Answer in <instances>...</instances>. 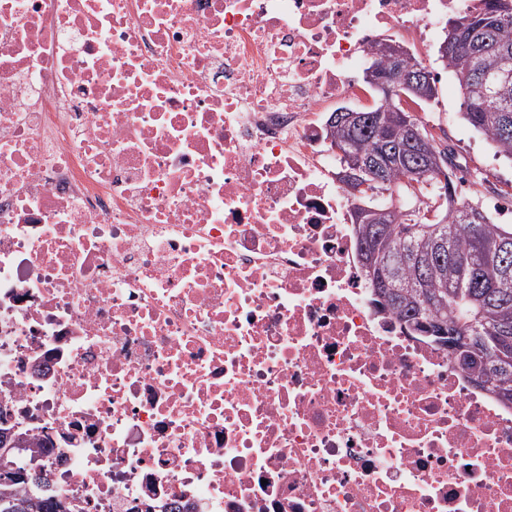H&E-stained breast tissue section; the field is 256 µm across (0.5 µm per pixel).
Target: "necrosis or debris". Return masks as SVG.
<instances>
[{
	"instance_id": "necrosis-or-debris-1",
	"label": "necrosis or debris",
	"mask_w": 512,
	"mask_h": 512,
	"mask_svg": "<svg viewBox=\"0 0 512 512\" xmlns=\"http://www.w3.org/2000/svg\"><path fill=\"white\" fill-rule=\"evenodd\" d=\"M470 0H0V400L73 512H512V405L378 311L325 119Z\"/></svg>"
}]
</instances>
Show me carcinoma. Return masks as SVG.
<instances>
[{
	"instance_id": "carcinoma-1",
	"label": "carcinoma",
	"mask_w": 512,
	"mask_h": 512,
	"mask_svg": "<svg viewBox=\"0 0 512 512\" xmlns=\"http://www.w3.org/2000/svg\"><path fill=\"white\" fill-rule=\"evenodd\" d=\"M479 31L455 55H441L461 85L463 118L512 160V0H480L458 16ZM360 124L341 128L353 156L378 165L363 176L360 203L390 210L387 224L358 225L360 267L378 304L408 332L428 336L460 361L469 352L486 361L489 376L469 377L477 388L512 404V227L498 224L479 202L456 198L454 152L397 98L377 95ZM419 140L410 143L407 127ZM438 156L447 172L441 185L427 161ZM419 185L423 200L404 204ZM0 512H70L49 481L22 475L0 478Z\"/></svg>"
}]
</instances>
